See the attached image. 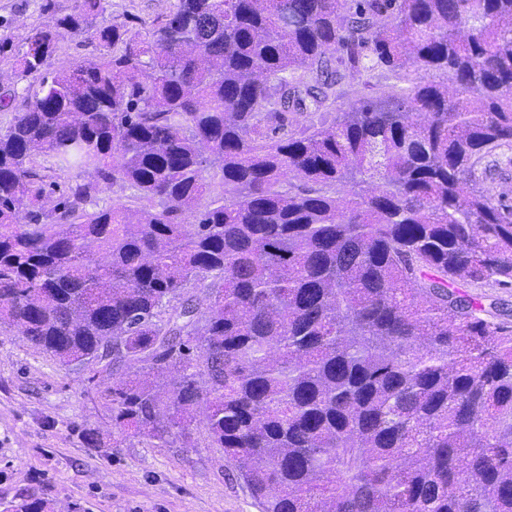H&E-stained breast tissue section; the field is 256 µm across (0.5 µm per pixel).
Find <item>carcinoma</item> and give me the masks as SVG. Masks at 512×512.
Instances as JSON below:
<instances>
[{"instance_id":"carcinoma-1","label":"carcinoma","mask_w":512,"mask_h":512,"mask_svg":"<svg viewBox=\"0 0 512 512\" xmlns=\"http://www.w3.org/2000/svg\"><path fill=\"white\" fill-rule=\"evenodd\" d=\"M104 10L16 59L39 87L0 131V331L124 371V432L203 411L262 512H512V323L455 288H512V204L475 187L512 165V0H174L44 74ZM333 62L406 86L278 136L336 109ZM118 181L140 210L87 209Z\"/></svg>"}]
</instances>
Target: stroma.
<instances>
[{
	"mask_svg": "<svg viewBox=\"0 0 512 512\" xmlns=\"http://www.w3.org/2000/svg\"><path fill=\"white\" fill-rule=\"evenodd\" d=\"M173 0H106L93 27L58 38L48 71L99 59L94 27L137 29L160 21ZM78 0H0V129L24 111L34 77L19 78L14 54L36 28L74 13ZM398 76L379 72L341 85L340 109L362 98L399 92ZM124 373L94 375L91 368L61 366L15 333L0 332V512L21 497L46 501L51 512H260L224 451L210 447L200 425L190 443L158 446L112 425L107 388Z\"/></svg>",
	"mask_w": 512,
	"mask_h": 512,
	"instance_id": "stroma-1",
	"label": "stroma"
}]
</instances>
